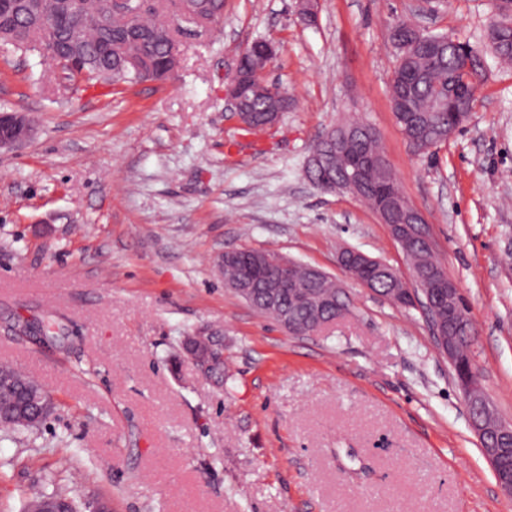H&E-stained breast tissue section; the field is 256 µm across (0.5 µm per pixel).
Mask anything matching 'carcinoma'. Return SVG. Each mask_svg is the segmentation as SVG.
Segmentation results:
<instances>
[{"label":"carcinoma","mask_w":512,"mask_h":512,"mask_svg":"<svg viewBox=\"0 0 512 512\" xmlns=\"http://www.w3.org/2000/svg\"><path fill=\"white\" fill-rule=\"evenodd\" d=\"M38 0L26 3V12L19 16L21 26L12 32L0 34L1 42L23 46L27 42L41 41L48 46L42 53L44 62L72 75H83L96 80H141L146 78L150 68L142 71L125 68L120 56L124 53L147 52L152 65L164 61L168 53L169 38L162 24L137 16L128 21L112 19L100 7L101 15L95 25L79 28L80 20L69 14L61 18L53 30L42 29L33 5ZM494 14L486 32L487 47L500 61L512 62V0H493ZM81 32H76V29ZM389 40L394 52V67L390 81L391 99L405 93L408 111L394 113L396 124L405 138H414L423 152L428 153L448 140V127L463 124L476 103L470 95L461 111L463 116L448 112L442 104L445 91L452 85L469 88L472 81L482 77L479 54L468 43L453 39L442 32H415L410 22L398 19L390 27ZM274 107L269 97H250L246 108L251 112L248 132L266 128V112ZM312 149L326 159L328 175L340 180L349 171L348 159L353 154H383L376 133L371 127L357 129L347 143L345 150L334 154L329 152L325 140H319ZM388 187L398 196L401 205L410 207L398 180L391 168L372 169L365 176L362 199L376 208L378 195L375 188ZM412 270L419 278L420 289L414 291L404 284H398L376 267L349 268V272L360 279L371 281L372 288L393 302L412 307V295L422 294L421 306L425 309L430 323L437 327H448V302L440 299L434 282L439 274L433 246L426 245L420 238L407 237L401 242ZM248 255L259 260L264 272L280 267L284 256L275 251H248ZM324 297L319 308L303 306L296 308L284 302L278 309L266 306L260 294H255L250 304L272 317L283 327H288V318L305 334L314 330L320 319H337L346 306L344 294L335 283L325 279L316 285ZM52 401L42 386L33 378L8 365H0V425L17 432L36 428L50 412ZM56 508L62 512H80L79 504L58 491L24 493L20 499V512H45Z\"/></svg>","instance_id":"cac0c4a2"}]
</instances>
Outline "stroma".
Instances as JSON below:
<instances>
[{"label": "stroma", "mask_w": 512, "mask_h": 512, "mask_svg": "<svg viewBox=\"0 0 512 512\" xmlns=\"http://www.w3.org/2000/svg\"><path fill=\"white\" fill-rule=\"evenodd\" d=\"M490 0H434L420 18L480 49L484 79L462 128L415 153L389 97L390 25L414 0H224V17L179 38L166 82L45 76L42 55L0 42V110L35 136L0 151V363L57 403L37 429H0V512L18 489L63 487L115 512H512L471 430L465 398L421 307L350 279L344 248L412 274L388 225L307 174L310 146L346 121L371 124L437 260L469 308L473 367L512 422V69L484 47ZM294 103L244 131L225 90L253 40ZM229 249L274 250L340 283L349 310L293 335L224 284ZM54 319L73 345L18 324ZM224 343L226 383L179 343Z\"/></svg>", "instance_id": "obj_1"}]
</instances>
